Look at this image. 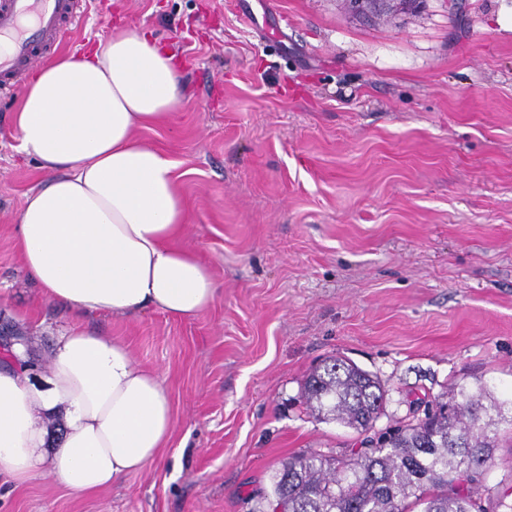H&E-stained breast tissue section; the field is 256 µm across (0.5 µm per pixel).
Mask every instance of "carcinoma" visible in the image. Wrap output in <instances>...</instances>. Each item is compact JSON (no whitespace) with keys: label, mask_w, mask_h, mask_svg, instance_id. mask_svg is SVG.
Listing matches in <instances>:
<instances>
[{"label":"carcinoma","mask_w":512,"mask_h":512,"mask_svg":"<svg viewBox=\"0 0 512 512\" xmlns=\"http://www.w3.org/2000/svg\"><path fill=\"white\" fill-rule=\"evenodd\" d=\"M356 14L394 10L391 0H346ZM302 402L319 420L375 428L388 393L377 375L336 357L305 378ZM512 434V394L463 377L436 410L413 415L337 457L304 452L272 477L280 512H512L509 494L486 484L502 437Z\"/></svg>","instance_id":"carcinoma-1"}]
</instances>
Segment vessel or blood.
Masks as SVG:
<instances>
[{
    "instance_id": "b4317fda",
    "label": "vessel or blood",
    "mask_w": 512,
    "mask_h": 512,
    "mask_svg": "<svg viewBox=\"0 0 512 512\" xmlns=\"http://www.w3.org/2000/svg\"><path fill=\"white\" fill-rule=\"evenodd\" d=\"M87 0H0V81L25 73L45 48L63 43Z\"/></svg>"
}]
</instances>
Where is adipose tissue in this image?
<instances>
[{
    "instance_id": "obj_1",
    "label": "adipose tissue",
    "mask_w": 512,
    "mask_h": 512,
    "mask_svg": "<svg viewBox=\"0 0 512 512\" xmlns=\"http://www.w3.org/2000/svg\"><path fill=\"white\" fill-rule=\"evenodd\" d=\"M181 102L172 58L146 32L118 28L88 49L39 68L21 94V150L48 179L28 196L18 243L27 271L75 318L52 349L45 386L0 367V474L48 469L91 494L154 462L173 426L159 375L81 318L153 308L202 313L217 285L195 255L174 247L186 225L173 163L134 136ZM63 415L59 447L45 422Z\"/></svg>"
}]
</instances>
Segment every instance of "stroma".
Masks as SVG:
<instances>
[{"label":"stroma","mask_w":512,"mask_h":512,"mask_svg":"<svg viewBox=\"0 0 512 512\" xmlns=\"http://www.w3.org/2000/svg\"><path fill=\"white\" fill-rule=\"evenodd\" d=\"M143 29L182 102L136 137L175 164L186 232L218 284L191 319L153 309L85 327L157 371V461L87 495L0 475V512H257L288 457L361 435L301 403L328 356L376 374L380 425L456 380L512 387V0H423L367 23L343 0H93L69 50ZM0 94V326L42 384L73 324L26 270L17 224L47 178Z\"/></svg>","instance_id":"35a3bbf8"}]
</instances>
